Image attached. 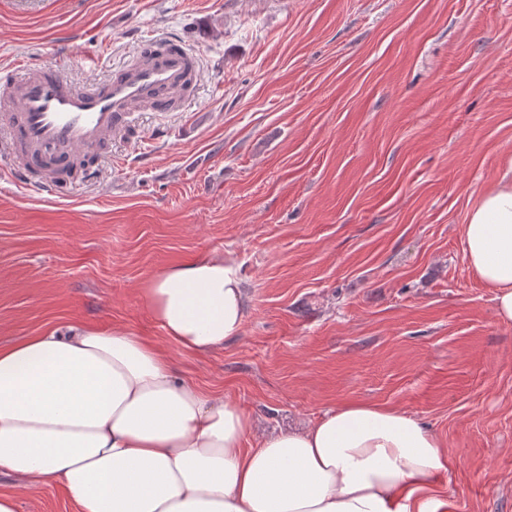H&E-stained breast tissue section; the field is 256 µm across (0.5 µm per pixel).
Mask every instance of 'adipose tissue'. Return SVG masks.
Instances as JSON below:
<instances>
[{
  "mask_svg": "<svg viewBox=\"0 0 512 512\" xmlns=\"http://www.w3.org/2000/svg\"><path fill=\"white\" fill-rule=\"evenodd\" d=\"M462 241L512 322V164ZM144 297L166 340L195 352L237 338L246 316L243 281L221 261L169 267ZM252 429L129 332L52 328L0 345V474L27 488L53 480L79 512H440L448 450L397 409L347 401L249 448Z\"/></svg>",
  "mask_w": 512,
  "mask_h": 512,
  "instance_id": "1",
  "label": "adipose tissue"
}]
</instances>
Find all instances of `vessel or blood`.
Returning <instances> with one entry per match:
<instances>
[{
	"label": "vessel or blood",
	"mask_w": 512,
	"mask_h": 512,
	"mask_svg": "<svg viewBox=\"0 0 512 512\" xmlns=\"http://www.w3.org/2000/svg\"><path fill=\"white\" fill-rule=\"evenodd\" d=\"M195 58L170 38L145 40L138 61L103 80L76 87L57 69L23 64L0 80V130L7 134L0 179L61 197L58 170L75 164L92 181L94 158L122 135L139 107L172 111L189 92Z\"/></svg>",
	"instance_id": "vessel-or-blood-1"
}]
</instances>
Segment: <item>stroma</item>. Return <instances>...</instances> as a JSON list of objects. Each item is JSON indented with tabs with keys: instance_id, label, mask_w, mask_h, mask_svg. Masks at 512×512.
Masks as SVG:
<instances>
[{
	"instance_id": "obj_1",
	"label": "stroma",
	"mask_w": 512,
	"mask_h": 512,
	"mask_svg": "<svg viewBox=\"0 0 512 512\" xmlns=\"http://www.w3.org/2000/svg\"><path fill=\"white\" fill-rule=\"evenodd\" d=\"M170 37L197 57L180 112L134 114L92 184L0 182V345L69 324L164 342L143 290L233 263L238 338L166 345L257 434L343 402L394 407L447 446L445 512H512V323L462 226L512 159V0H0V76L76 85ZM19 512H78L0 478Z\"/></svg>"
}]
</instances>
